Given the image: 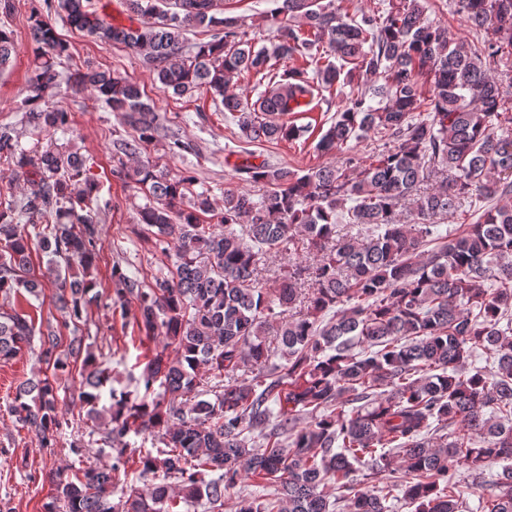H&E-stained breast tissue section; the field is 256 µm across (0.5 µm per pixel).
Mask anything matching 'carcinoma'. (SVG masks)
Segmentation results:
<instances>
[{"label": "carcinoma", "instance_id": "carcinoma-1", "mask_svg": "<svg viewBox=\"0 0 512 512\" xmlns=\"http://www.w3.org/2000/svg\"><path fill=\"white\" fill-rule=\"evenodd\" d=\"M84 2L45 7L102 42L136 49L163 93L205 88L220 97L249 142L298 138L287 115L308 106L314 84L378 77L383 84L336 113L317 149L335 153L370 131L383 148L367 160L297 171L245 159L236 166L242 180L273 189L256 198L226 188L219 209L207 192L191 193L194 176L139 159L158 125L133 79L95 68L70 77L72 89L92 92L136 132L120 144L137 158L124 176L153 199L137 223L156 229L155 247L173 260L148 288L112 268L120 285L112 304L137 302L140 330L164 345L141 372L143 394L111 388L107 407L100 402L112 368L90 347L72 339L64 350L54 333L35 336L25 315L0 312V361L37 337L39 361L53 370L81 362L78 398L94 425L71 452L81 459L95 444L112 449L106 468L55 473L45 512H222L227 500L230 512H332L340 502L348 512H388L397 498L413 512H464L459 474L475 480L493 463L501 473L488 510L512 512V180L496 178L512 174V109L493 76L512 59V0H453L476 33L489 35L473 45L431 20L427 0H388L383 13L358 17L339 12L335 0H274L269 47L245 39L241 18L224 15L220 0H175L173 11L124 0L137 27L109 22ZM196 27L216 33L189 50L184 34ZM32 38L24 121L65 131L68 113L49 97L68 45L40 13ZM323 43L336 61L319 64L312 50ZM14 52L0 28V70ZM296 54L314 80L304 67L273 71L271 61ZM251 73L267 80L253 103L233 83ZM422 75L431 80L428 100ZM0 162L11 171L6 189L26 186L18 204L0 197V294L21 286L38 296L51 279L64 324L75 325L98 297L101 229L91 205L99 181L85 159L50 145L27 150L7 128ZM473 198L488 203L475 223L454 237L442 232L443 216ZM22 217L45 225L35 233L51 255L40 279L28 276ZM339 224L357 233L338 237ZM277 253L288 256V269L267 287L261 274ZM63 269L79 275L68 279ZM479 349L494 355L488 371L468 368ZM242 372L251 381L239 380ZM58 400L46 375L21 383L9 410L52 448L74 426ZM146 433L149 448L113 447L117 437ZM356 463L374 475L366 491L355 488ZM131 467L143 486L120 485ZM244 474L273 491L243 493Z\"/></svg>", "mask_w": 512, "mask_h": 512}]
</instances>
